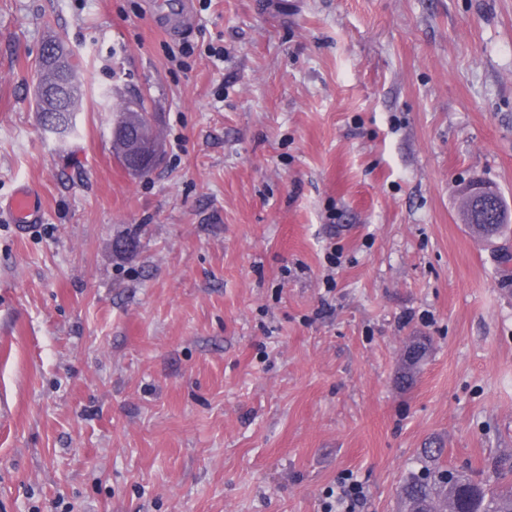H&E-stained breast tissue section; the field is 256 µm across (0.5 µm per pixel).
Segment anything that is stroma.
Instances as JSON below:
<instances>
[{"label": "stroma", "mask_w": 512, "mask_h": 512, "mask_svg": "<svg viewBox=\"0 0 512 512\" xmlns=\"http://www.w3.org/2000/svg\"><path fill=\"white\" fill-rule=\"evenodd\" d=\"M82 108L45 129L46 40ZM223 58H216V51ZM165 143L130 174L118 93ZM512 0H0V512H398L428 442L512 454ZM429 350L408 387L411 337ZM43 57L49 58L55 61V65L59 70L63 68V64L66 61V70L71 78L75 79V73L77 74L78 64L69 56V60L64 59V50L62 45L57 41H50L44 44ZM495 194L496 190L486 184L477 183L470 187L467 190L466 197L471 202V212L481 210L484 207L489 206L493 202ZM466 197L462 201L463 218H465V221H467L471 214V212H469L468 199H466ZM1 210L14 224L29 226L39 222L42 203L26 185H21ZM365 498L363 487L356 480L343 484L336 493V512H357Z\"/></svg>", "instance_id": "1"}]
</instances>
